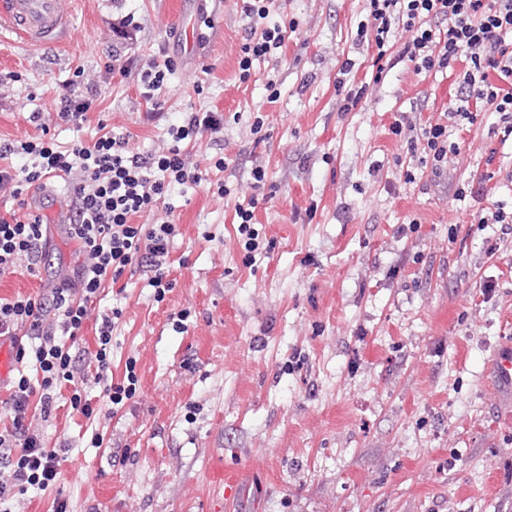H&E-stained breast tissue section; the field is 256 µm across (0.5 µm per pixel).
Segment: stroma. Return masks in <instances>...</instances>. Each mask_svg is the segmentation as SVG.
Masks as SVG:
<instances>
[{"label":"stroma","instance_id":"1","mask_svg":"<svg viewBox=\"0 0 512 512\" xmlns=\"http://www.w3.org/2000/svg\"><path fill=\"white\" fill-rule=\"evenodd\" d=\"M183 2L71 0L62 44L0 37V141L88 143L104 123L145 155L183 113L218 111L223 131L203 136L193 160L227 190L177 185L145 215L178 226L172 290L156 300L137 272L96 304L122 312L112 377L133 365L136 393L113 416L92 380L91 416L59 404L42 427L47 446L64 451L57 482L5 508L512 512V394L490 371L512 341V223L481 221L512 211V137L497 132L494 112L479 113L458 135L454 178L488 172L493 189L449 195L392 127L404 116L436 122L450 80L400 63L403 38L381 58L360 46L367 0H275L253 24L295 30L246 76L252 23L241 0H201L195 17ZM188 25L205 35L191 56L180 43ZM130 58L173 69L155 119L136 75L118 71ZM78 68L92 101L79 128L56 110ZM364 82L367 97L342 111L346 89ZM23 197L50 242L37 275H0V298L42 294L81 261L66 232L69 188ZM248 203L254 252L235 217Z\"/></svg>","mask_w":512,"mask_h":512}]
</instances>
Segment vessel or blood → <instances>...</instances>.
<instances>
[{"label":"vessel or blood","mask_w":512,"mask_h":512,"mask_svg":"<svg viewBox=\"0 0 512 512\" xmlns=\"http://www.w3.org/2000/svg\"><path fill=\"white\" fill-rule=\"evenodd\" d=\"M69 27L64 0H0V32L9 31L27 46L60 43ZM497 381L512 386V345H505L491 365Z\"/></svg>","instance_id":"vessel-or-blood-1"}]
</instances>
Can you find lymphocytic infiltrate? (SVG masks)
<instances>
[{
  "label": "lymphocytic infiltrate",
  "instance_id": "lymphocytic-infiltrate-1",
  "mask_svg": "<svg viewBox=\"0 0 512 512\" xmlns=\"http://www.w3.org/2000/svg\"><path fill=\"white\" fill-rule=\"evenodd\" d=\"M399 31L408 36L401 62L416 73L441 72L452 80L456 105L445 109L443 122L419 129L404 118L394 126L395 132H408L412 149L430 159L433 176H442L449 159L461 155L450 130L464 131L478 112L492 109L498 130L512 135V0H368V22L359 35L378 56H385ZM121 69L136 71L141 96L151 105L172 73L154 59L137 65L128 61ZM223 129L219 113H184L147 155L130 149L127 134L108 127L93 143L79 141L63 150L45 141L0 144V199L20 200L26 189L52 180L72 184L75 217L68 234L82 257L73 275L59 279L46 295L0 301V340L15 348L18 363L34 360L36 370L35 376L13 378L8 398L0 403L7 419L0 426V501L13 490H45L56 483L61 457L44 444L35 419L48 417L65 390L71 408L91 416L71 350L106 284L141 271L149 273L157 298L172 289L165 263L177 227L168 221L146 225L140 218L173 184H201L190 145ZM18 155L24 162L17 167L13 159ZM48 243L41 215L0 214V274L33 269ZM114 326L113 317H102L95 328L96 347L87 354L85 365L100 381L110 368ZM104 391L116 406L135 393L133 385L121 383H106Z\"/></svg>",
  "mask_w": 512,
  "mask_h": 512
}]
</instances>
